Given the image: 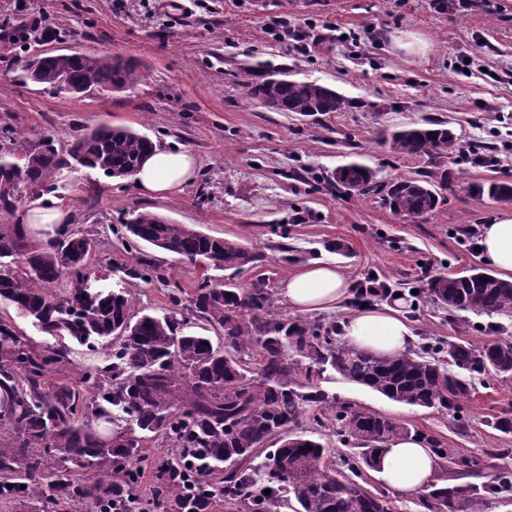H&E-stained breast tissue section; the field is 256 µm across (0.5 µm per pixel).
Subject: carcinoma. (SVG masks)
Here are the masks:
<instances>
[{"label":"carcinoma","instance_id":"carcinoma-1","mask_svg":"<svg viewBox=\"0 0 512 512\" xmlns=\"http://www.w3.org/2000/svg\"><path fill=\"white\" fill-rule=\"evenodd\" d=\"M20 40L49 42L54 33L37 25L19 27ZM25 78L48 84L63 78L79 93L121 92L141 78L140 65L123 56L47 52L24 62ZM247 96L275 112L306 116L343 112L349 100L313 80L289 78L267 61L243 69ZM397 153L427 157L432 180L405 178L389 185L357 162L336 168V188L375 194L396 214L420 217L435 209L439 184L448 180L444 158L456 137L443 121L397 130L390 136ZM154 147L129 128L100 127L74 137L62 154L51 136L24 150L0 144V212L10 213L24 196L58 191L51 174L78 161L118 175L138 166ZM130 239L198 262L203 271L240 269L255 253L231 239H214L188 224H164L141 212L124 225ZM92 239L68 232L46 247L31 248L16 227L0 230V299L16 313L58 338L39 349L0 318V500L25 512H59L74 501L100 507L111 503L129 512H210L217 498L244 503L247 512H273L285 493L294 512H388L386 493L368 489L367 472L377 469L388 443L413 435L435 456L455 466L454 474L420 495L427 512H487L489 501L512 489V469L455 457L418 431L379 413L336 403L314 381L329 368L405 405L458 413L476 376L494 372L512 377V340L493 338L480 346L462 341L448 346V359L408 351L381 357L322 332L303 321L270 315L266 284L248 291L212 283L208 277L189 299L203 332L169 315H135L121 289L101 283L90 265ZM426 296L459 312L512 317V282L472 268L467 278L434 276ZM222 332L216 346L205 335ZM102 349L106 364L86 373L92 390L53 379L68 362L66 341ZM259 351L257 375L239 360ZM304 380H299V375ZM331 412L330 422L344 445L348 473L328 471L331 453L299 432L269 449L279 431L298 426L307 408ZM162 437L179 453L159 464L160 485L149 500L139 497L145 444ZM270 494H265V490Z\"/></svg>","mask_w":512,"mask_h":512}]
</instances>
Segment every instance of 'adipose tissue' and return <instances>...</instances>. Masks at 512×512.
<instances>
[{
	"instance_id": "adipose-tissue-1",
	"label": "adipose tissue",
	"mask_w": 512,
	"mask_h": 512,
	"mask_svg": "<svg viewBox=\"0 0 512 512\" xmlns=\"http://www.w3.org/2000/svg\"><path fill=\"white\" fill-rule=\"evenodd\" d=\"M196 173V159L189 150L157 148L132 178L144 196L165 199L181 193ZM14 222L32 239L45 244L68 230L72 210L61 200L43 197L17 210ZM480 251L501 279L512 281V214H503L485 225ZM351 289V283L335 265L313 262L289 274L281 285V294L293 310L312 313L336 309L347 301ZM403 306V299L398 298L353 313L342 327L346 342L382 355L405 352L414 341V332L402 312ZM437 467L436 458L424 445L399 440L383 456L376 475L396 490L417 493L434 483Z\"/></svg>"
}]
</instances>
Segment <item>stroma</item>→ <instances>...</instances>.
Returning a JSON list of instances; mask_svg holds the SVG:
<instances>
[{
    "instance_id": "1",
    "label": "stroma",
    "mask_w": 512,
    "mask_h": 512,
    "mask_svg": "<svg viewBox=\"0 0 512 512\" xmlns=\"http://www.w3.org/2000/svg\"><path fill=\"white\" fill-rule=\"evenodd\" d=\"M159 2L0 0V140L28 148L50 134L63 150L80 131L122 126L156 146L188 149L198 160L197 180L169 200L145 199L129 179L99 170L63 172L73 229L94 239L92 266L113 288L124 289L135 314L162 317L176 310L190 317L188 301L207 275L239 289L265 282L274 314L295 320L302 316L281 296L280 283L308 261L324 260L354 284L372 280L403 295L414 350L434 356L461 341L512 339V320L455 312L420 293L436 273H462L479 263L471 231L512 212V198L477 191L492 182L512 184V0H485L468 10L449 8V0H193L174 15ZM279 16L359 38L302 52L270 32L269 22ZM36 17L58 33L50 50L135 58L140 81L105 95L23 82L27 53L12 39ZM410 34L430 43L428 54L398 47ZM462 53L475 59L470 72L454 67ZM258 60L336 89L349 108L316 116L267 110L241 84L243 67ZM427 120L448 122L458 143L433 211L410 218L393 213L379 196L331 186L336 168L350 162L369 167L382 184L429 173L427 159L401 155L385 140L395 128ZM482 148L495 163L473 162V151ZM141 212L235 240L259 259L205 275L148 245L126 249L119 229ZM339 242L346 251H336ZM143 259L158 266L160 278L126 275ZM176 288L179 307L170 299ZM354 310L347 302L302 318L325 330L342 325ZM318 384L337 400L392 418L458 454L486 458L512 451V434L492 425L500 412L512 410V377H476L456 415L392 401L330 369Z\"/></svg>"
}]
</instances>
